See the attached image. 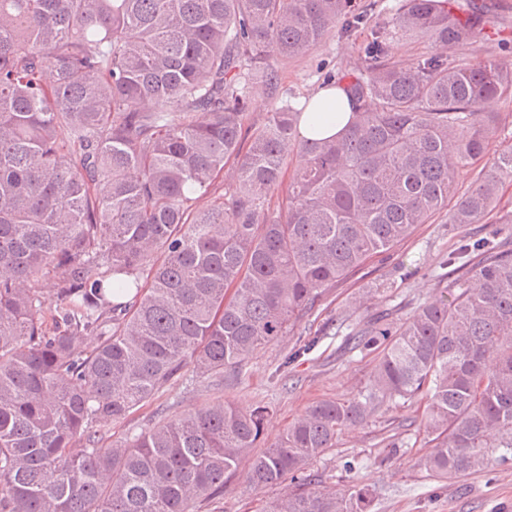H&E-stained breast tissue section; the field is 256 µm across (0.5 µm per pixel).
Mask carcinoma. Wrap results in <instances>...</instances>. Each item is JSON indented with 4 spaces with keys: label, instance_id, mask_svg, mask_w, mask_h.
<instances>
[{
    "label": "carcinoma",
    "instance_id": "1",
    "mask_svg": "<svg viewBox=\"0 0 512 512\" xmlns=\"http://www.w3.org/2000/svg\"><path fill=\"white\" fill-rule=\"evenodd\" d=\"M348 2L0 0V512H195L245 460L254 489L295 481L274 512H369V489H321L308 465L423 392L431 475L512 455V248L468 235L439 297L355 332L379 351L367 393L316 403L263 452L265 407L205 406L129 444L93 430L187 371L224 376L417 226L492 211L512 145L482 164L502 119L481 106L512 94V67L443 56L483 3L402 0L398 31L432 52L402 64L372 31L340 134L301 137L300 110L245 124L241 80L272 85L270 57L360 26Z\"/></svg>",
    "mask_w": 512,
    "mask_h": 512
}]
</instances>
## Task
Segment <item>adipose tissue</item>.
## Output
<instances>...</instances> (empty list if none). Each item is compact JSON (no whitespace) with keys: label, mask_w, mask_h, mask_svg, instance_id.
Returning <instances> with one entry per match:
<instances>
[{"label":"adipose tissue","mask_w":512,"mask_h":512,"mask_svg":"<svg viewBox=\"0 0 512 512\" xmlns=\"http://www.w3.org/2000/svg\"><path fill=\"white\" fill-rule=\"evenodd\" d=\"M351 98L342 84L321 87L310 99L300 123L301 136L323 138L338 134L350 118Z\"/></svg>","instance_id":"adipose-tissue-1"}]
</instances>
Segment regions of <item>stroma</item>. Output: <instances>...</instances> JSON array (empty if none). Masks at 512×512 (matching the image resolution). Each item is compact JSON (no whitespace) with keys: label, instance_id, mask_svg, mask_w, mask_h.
<instances>
[{"label":"stroma","instance_id":"35a3bbf8","mask_svg":"<svg viewBox=\"0 0 512 512\" xmlns=\"http://www.w3.org/2000/svg\"><path fill=\"white\" fill-rule=\"evenodd\" d=\"M494 3L472 43L448 49L449 61L493 58L512 65V0ZM399 5L400 0H351L352 12L364 18L362 26L348 32L336 25L303 55L271 57L278 80L272 86H248L250 121L263 122L269 112L282 107L299 108L327 80H339L361 66L373 29L390 31L388 53L395 60L409 64L425 56L427 44L395 32ZM461 235V230L444 223L420 225L412 237L338 283L293 330L256 350L242 366L204 382L184 374L161 387L128 419L107 426V436L112 442L127 443L159 423L230 401L244 409H269L265 440L270 443L318 401L362 396L378 355L353 348L348 333L368 317L396 308L406 315L433 298L438 262L457 247ZM306 343L310 351L289 361V354ZM426 405L422 396L387 403L362 425L342 431L334 447L312 461L310 472L325 487L351 493L370 489L371 512H512V459L451 480L429 475L423 458L432 437L419 426ZM292 488L286 479L253 491L240 471L226 482L223 496L205 503L199 512H272Z\"/></svg>","mask_w":512,"mask_h":512}]
</instances>
